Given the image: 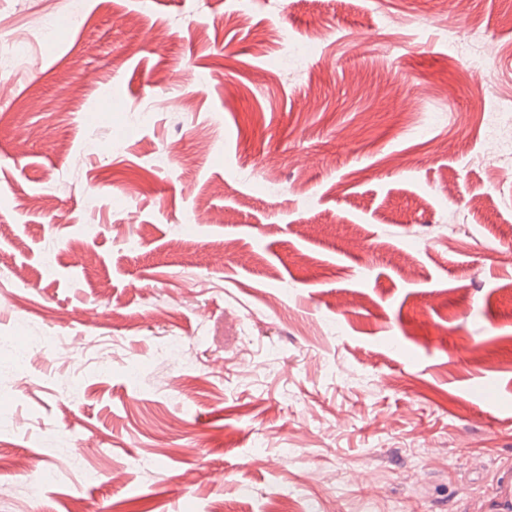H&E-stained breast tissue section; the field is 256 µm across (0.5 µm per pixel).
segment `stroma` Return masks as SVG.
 Listing matches in <instances>:
<instances>
[{"label":"stroma","instance_id":"35a3bbf8","mask_svg":"<svg viewBox=\"0 0 512 512\" xmlns=\"http://www.w3.org/2000/svg\"><path fill=\"white\" fill-rule=\"evenodd\" d=\"M506 100L512 0H0V512H491Z\"/></svg>","mask_w":512,"mask_h":512}]
</instances>
